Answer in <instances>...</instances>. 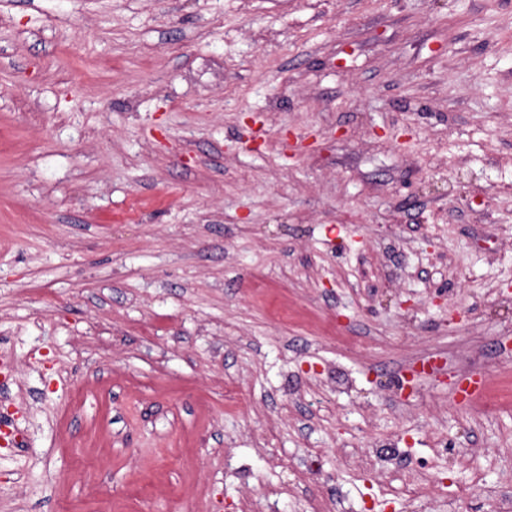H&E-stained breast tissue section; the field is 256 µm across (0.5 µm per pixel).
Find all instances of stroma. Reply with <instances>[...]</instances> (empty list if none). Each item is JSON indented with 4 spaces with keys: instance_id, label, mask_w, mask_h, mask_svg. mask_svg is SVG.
Returning a JSON list of instances; mask_svg holds the SVG:
<instances>
[{
    "instance_id": "35a3bbf8",
    "label": "stroma",
    "mask_w": 512,
    "mask_h": 512,
    "mask_svg": "<svg viewBox=\"0 0 512 512\" xmlns=\"http://www.w3.org/2000/svg\"><path fill=\"white\" fill-rule=\"evenodd\" d=\"M476 372L512 381V0H0V512H416L372 441L492 512Z\"/></svg>"
}]
</instances>
